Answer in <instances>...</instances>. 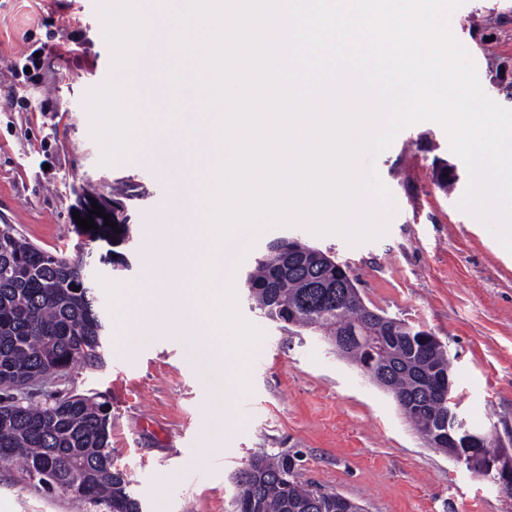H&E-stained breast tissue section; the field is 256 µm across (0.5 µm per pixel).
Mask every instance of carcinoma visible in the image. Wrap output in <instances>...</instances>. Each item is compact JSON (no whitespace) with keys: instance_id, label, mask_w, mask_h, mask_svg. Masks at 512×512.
<instances>
[{"instance_id":"carcinoma-1","label":"carcinoma","mask_w":512,"mask_h":512,"mask_svg":"<svg viewBox=\"0 0 512 512\" xmlns=\"http://www.w3.org/2000/svg\"><path fill=\"white\" fill-rule=\"evenodd\" d=\"M116 234L99 218L89 234L111 245L100 260L128 266L113 250L132 225L112 211ZM347 268L327 253L313 255L295 239L270 242L248 273L249 298L266 318L327 339L360 366L386 372L384 385L427 443L453 453L440 423L447 418L435 385L448 380L445 347L427 331L392 318H373L349 288ZM105 324L83 258L53 254L0 225V462L19 461L32 486L50 494L74 489L89 512H142L126 473L114 467L105 404L80 395L48 406L24 404L17 392L32 380L81 366H104ZM235 512H358L333 492L299 480L294 459L258 456L241 472Z\"/></svg>"}]
</instances>
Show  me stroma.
<instances>
[{
    "mask_svg": "<svg viewBox=\"0 0 512 512\" xmlns=\"http://www.w3.org/2000/svg\"><path fill=\"white\" fill-rule=\"evenodd\" d=\"M451 30L473 57L485 93L512 108V0H464ZM95 0H0V222L51 253L81 256L93 276L141 280L145 230L160 220L172 175L135 158L101 162L82 104L110 71ZM30 74H22V67ZM448 159L453 190L434 184L433 160ZM397 208L387 231L357 245L336 234L275 226L243 230L223 246L241 315L264 338L248 368L249 393L234 421L217 412L224 376L187 356L180 337L156 331L123 344V308L94 291L106 325L105 365L77 367L25 387L36 405L74 394L107 403L114 464L145 512H234L235 482L249 461L287 454L301 481L338 493L365 512H512V500L422 438L392 397L339 356L322 336L287 331L254 309L246 275L269 241L296 238L348 265L364 304L432 332L448 351L459 411L469 426L512 451V253L463 211L469 173L440 125L405 128L374 161ZM123 205L134 235L127 267L100 262L107 246H81L72 231L76 189ZM0 512H75L69 492L35 491L0 463Z\"/></svg>",
    "mask_w": 512,
    "mask_h": 512,
    "instance_id": "1",
    "label": "stroma"
}]
</instances>
